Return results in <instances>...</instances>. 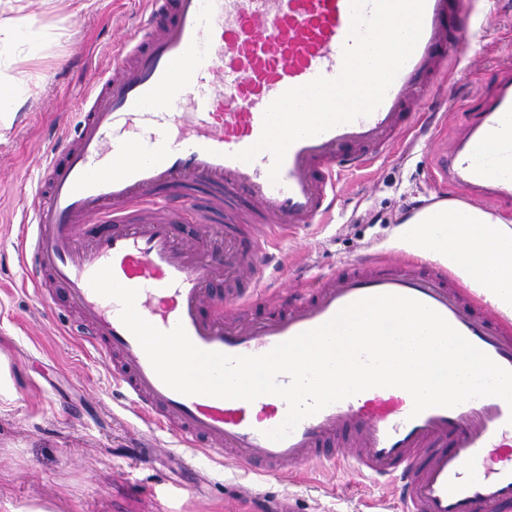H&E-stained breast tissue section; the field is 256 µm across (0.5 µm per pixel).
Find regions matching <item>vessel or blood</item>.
I'll return each mask as SVG.
<instances>
[{"label": "vessel or blood", "instance_id": "obj_1", "mask_svg": "<svg viewBox=\"0 0 512 512\" xmlns=\"http://www.w3.org/2000/svg\"><path fill=\"white\" fill-rule=\"evenodd\" d=\"M135 29L120 37L112 71L94 77L62 152L38 161L41 188L21 259L61 284L87 327L83 341L111 361L112 379L139 416L178 442L232 455L258 476H281L316 461H344L399 484L402 512H512V408L481 397L413 414L410 394L372 388L303 419L284 440L266 433L287 405L184 395L153 370L120 320L117 301L96 294L91 276L111 266L138 291L136 308L163 331L183 325L200 349L260 355L330 320L367 296L411 297L440 313L499 366L512 370V327L452 281L446 268L410 256L373 255L302 292L238 290L263 272L264 239L224 252L226 289L203 285L212 264L177 235L182 211L168 187H209L225 206L245 201L256 223L288 230L317 224L333 208L343 172L388 152L417 125L421 100L465 53L473 0H426L423 31L382 104L370 115L303 138L288 149L278 181L273 158L234 152L261 135L268 105L317 76H338L351 27L350 0H145ZM443 177L476 204L512 196V83L470 123L463 139L436 146ZM97 225L92 245L72 242Z\"/></svg>", "mask_w": 512, "mask_h": 512}]
</instances>
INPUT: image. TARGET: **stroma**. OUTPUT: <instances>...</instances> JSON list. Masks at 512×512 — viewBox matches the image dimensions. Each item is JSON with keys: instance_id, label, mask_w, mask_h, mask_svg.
I'll use <instances>...</instances> for the list:
<instances>
[{"instance_id": "1", "label": "stroma", "mask_w": 512, "mask_h": 512, "mask_svg": "<svg viewBox=\"0 0 512 512\" xmlns=\"http://www.w3.org/2000/svg\"><path fill=\"white\" fill-rule=\"evenodd\" d=\"M138 0H0V19L41 34L0 55V78L20 80L15 111L0 116V362L9 394L0 399V512H397L390 484L318 466L291 478L259 477L235 460L207 459L145 425L115 391L107 361L80 345V315L62 286L44 278L35 294L18 255L26 220L16 186L39 179L36 163L78 120L76 105L94 73L112 68L117 39L139 21ZM467 56L423 102L427 136L457 139L512 67V0H482L466 35ZM408 136L370 172L340 181L330 219L274 238L261 288L314 285L353 258L398 253L404 221L445 197L467 203L456 184L434 181L438 155ZM208 228L202 257L221 264L224 221L211 192L192 191L182 229Z\"/></svg>"}]
</instances>
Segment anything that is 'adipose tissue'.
I'll use <instances>...</instances> for the list:
<instances>
[{
  "label": "adipose tissue",
  "mask_w": 512,
  "mask_h": 512,
  "mask_svg": "<svg viewBox=\"0 0 512 512\" xmlns=\"http://www.w3.org/2000/svg\"><path fill=\"white\" fill-rule=\"evenodd\" d=\"M399 241L438 260L512 317V223L470 205H438L402 224Z\"/></svg>",
  "instance_id": "1"
}]
</instances>
